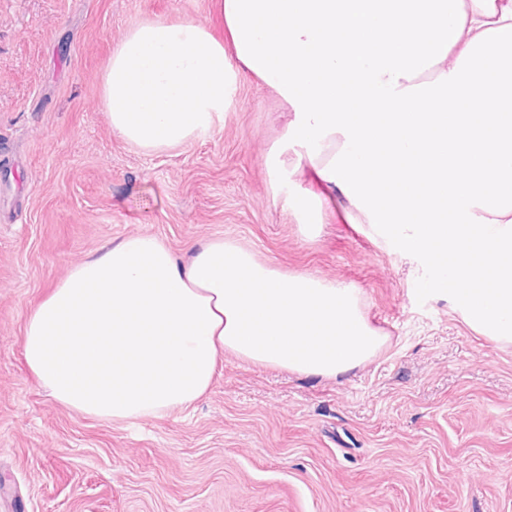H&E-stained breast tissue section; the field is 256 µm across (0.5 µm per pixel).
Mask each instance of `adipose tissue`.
<instances>
[{
  "mask_svg": "<svg viewBox=\"0 0 512 512\" xmlns=\"http://www.w3.org/2000/svg\"><path fill=\"white\" fill-rule=\"evenodd\" d=\"M221 12L222 37L189 21L130 29L101 80L113 131L157 153L211 130L241 66L292 114L267 162L275 191L284 153L313 178L290 200L302 227L346 200L421 288L511 344L512 0H223ZM384 342L346 285L283 273L229 239L182 260L136 235L51 288L23 352L63 406L134 423L191 407L227 352L336 378Z\"/></svg>",
  "mask_w": 512,
  "mask_h": 512,
  "instance_id": "adipose-tissue-1",
  "label": "adipose tissue"
}]
</instances>
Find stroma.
Masks as SVG:
<instances>
[{"label": "stroma", "mask_w": 512, "mask_h": 512, "mask_svg": "<svg viewBox=\"0 0 512 512\" xmlns=\"http://www.w3.org/2000/svg\"><path fill=\"white\" fill-rule=\"evenodd\" d=\"M222 0H0V512H512V344L484 338L345 200L301 231L266 157L281 101L238 71L224 120L161 153L112 130L108 58L141 19L218 32ZM151 234L230 238L355 288L384 336L332 379L225 354L192 407L79 415L28 369L26 318L89 254Z\"/></svg>", "instance_id": "stroma-1"}]
</instances>
